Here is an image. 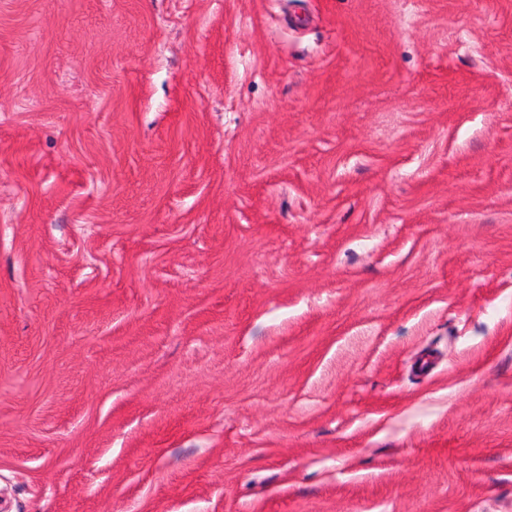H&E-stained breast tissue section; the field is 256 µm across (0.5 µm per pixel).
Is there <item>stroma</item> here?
I'll use <instances>...</instances> for the list:
<instances>
[{"label": "stroma", "instance_id": "1", "mask_svg": "<svg viewBox=\"0 0 512 512\" xmlns=\"http://www.w3.org/2000/svg\"><path fill=\"white\" fill-rule=\"evenodd\" d=\"M0 512H512V0H0Z\"/></svg>", "mask_w": 512, "mask_h": 512}]
</instances>
